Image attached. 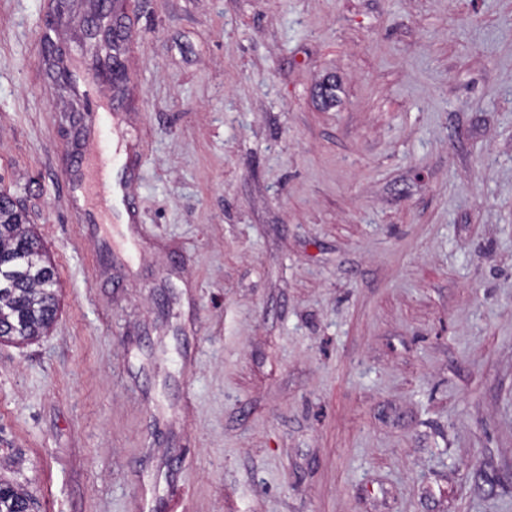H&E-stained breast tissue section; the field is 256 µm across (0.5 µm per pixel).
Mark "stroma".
Listing matches in <instances>:
<instances>
[{
	"label": "stroma",
	"mask_w": 512,
	"mask_h": 512,
	"mask_svg": "<svg viewBox=\"0 0 512 512\" xmlns=\"http://www.w3.org/2000/svg\"><path fill=\"white\" fill-rule=\"evenodd\" d=\"M112 3L108 228L69 204L56 0H0V189L58 282L0 341L39 512H512V0Z\"/></svg>",
	"instance_id": "1"
}]
</instances>
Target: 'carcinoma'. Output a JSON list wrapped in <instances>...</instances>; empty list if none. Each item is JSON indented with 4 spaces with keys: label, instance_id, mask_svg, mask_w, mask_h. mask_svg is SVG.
Instances as JSON below:
<instances>
[{
    "label": "carcinoma",
    "instance_id": "1",
    "mask_svg": "<svg viewBox=\"0 0 512 512\" xmlns=\"http://www.w3.org/2000/svg\"><path fill=\"white\" fill-rule=\"evenodd\" d=\"M54 267L21 209L0 192V340L24 343L44 335L57 318ZM21 484L0 478V512H35Z\"/></svg>",
    "mask_w": 512,
    "mask_h": 512
}]
</instances>
